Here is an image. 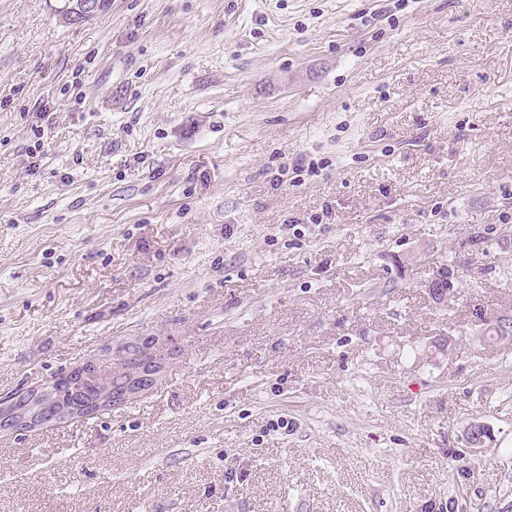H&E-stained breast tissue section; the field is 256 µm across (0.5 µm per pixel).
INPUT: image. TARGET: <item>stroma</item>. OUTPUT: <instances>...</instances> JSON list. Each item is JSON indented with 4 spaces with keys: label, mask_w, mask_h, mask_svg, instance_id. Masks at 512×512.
<instances>
[{
    "label": "stroma",
    "mask_w": 512,
    "mask_h": 512,
    "mask_svg": "<svg viewBox=\"0 0 512 512\" xmlns=\"http://www.w3.org/2000/svg\"><path fill=\"white\" fill-rule=\"evenodd\" d=\"M61 4L0 0V393L176 353L0 512H512V0ZM111 0H67L61 18L68 22H83L105 13ZM164 345L156 336H137L134 340L125 343L115 351L110 349L108 355L112 356V361L120 366V363L126 361L127 350L140 348L142 354L138 364L135 366L124 364L122 369L130 374L132 381L139 380L143 383L148 380L147 382L149 383V380H153L156 385L167 365Z\"/></svg>",
    "instance_id": "1"
}]
</instances>
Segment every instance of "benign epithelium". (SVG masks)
Here are the masks:
<instances>
[{
  "label": "benign epithelium",
  "instance_id": "obj_1",
  "mask_svg": "<svg viewBox=\"0 0 512 512\" xmlns=\"http://www.w3.org/2000/svg\"><path fill=\"white\" fill-rule=\"evenodd\" d=\"M111 0H66L61 18L68 22H83L106 12ZM112 361L123 364V371L131 380L144 382L159 381L166 369L167 355L164 343L155 336H138L119 348L110 351ZM99 357L89 358L73 368L82 379H91L96 394L88 402H77L72 406L50 415L52 391L40 386L0 394V435L10 437L19 433H31L44 427L67 423L76 419L97 415L112 408L109 379L99 369ZM488 429L479 422L467 428V441L472 448L485 446Z\"/></svg>",
  "mask_w": 512,
  "mask_h": 512
}]
</instances>
